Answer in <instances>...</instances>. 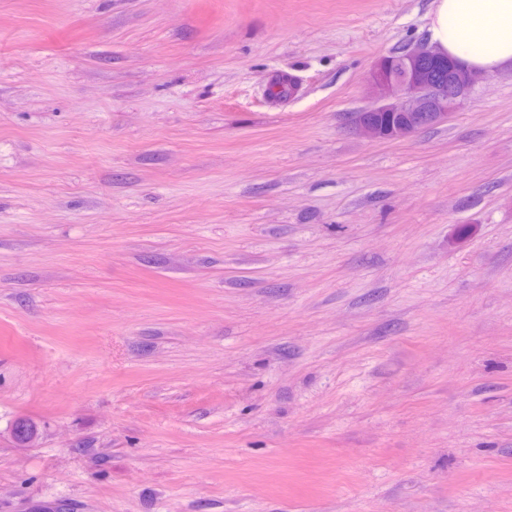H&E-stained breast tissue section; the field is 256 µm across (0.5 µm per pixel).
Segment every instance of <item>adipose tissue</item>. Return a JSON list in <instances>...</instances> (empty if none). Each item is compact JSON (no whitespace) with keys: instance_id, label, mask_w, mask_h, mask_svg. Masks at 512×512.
Masks as SVG:
<instances>
[{"instance_id":"obj_1","label":"adipose tissue","mask_w":512,"mask_h":512,"mask_svg":"<svg viewBox=\"0 0 512 512\" xmlns=\"http://www.w3.org/2000/svg\"><path fill=\"white\" fill-rule=\"evenodd\" d=\"M430 43L479 74L512 66V0H433Z\"/></svg>"}]
</instances>
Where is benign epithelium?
Instances as JSON below:
<instances>
[{"label": "benign epithelium", "mask_w": 512, "mask_h": 512, "mask_svg": "<svg viewBox=\"0 0 512 512\" xmlns=\"http://www.w3.org/2000/svg\"><path fill=\"white\" fill-rule=\"evenodd\" d=\"M443 59L445 56L430 44L410 46L395 60L380 58L369 76L380 104L356 113L354 128L372 139L395 140L448 121L481 76L450 59L448 81H441L432 63ZM378 112L390 113L397 121L383 124L375 117ZM12 437L17 446L26 448L35 434L20 420L12 429Z\"/></svg>", "instance_id": "obj_1"}]
</instances>
